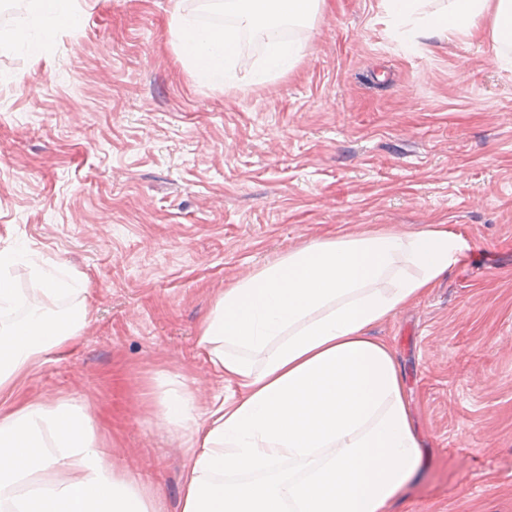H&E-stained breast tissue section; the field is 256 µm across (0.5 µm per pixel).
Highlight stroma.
Here are the masks:
<instances>
[{
  "instance_id": "obj_1",
  "label": "stroma",
  "mask_w": 512,
  "mask_h": 512,
  "mask_svg": "<svg viewBox=\"0 0 512 512\" xmlns=\"http://www.w3.org/2000/svg\"><path fill=\"white\" fill-rule=\"evenodd\" d=\"M38 54L0 46V252L82 290L80 341L44 355L25 398L87 405L108 458L181 512L190 451L161 403L232 385L198 346L225 288L337 232L444 224L471 245L371 333L395 348L423 447L392 512H512V48L325 0L255 81L265 44L200 82L173 0H80Z\"/></svg>"
}]
</instances>
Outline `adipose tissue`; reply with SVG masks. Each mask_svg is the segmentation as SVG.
I'll use <instances>...</instances> for the list:
<instances>
[{
	"label": "adipose tissue",
	"mask_w": 512,
	"mask_h": 512,
	"mask_svg": "<svg viewBox=\"0 0 512 512\" xmlns=\"http://www.w3.org/2000/svg\"><path fill=\"white\" fill-rule=\"evenodd\" d=\"M321 0H225L236 26L202 27L175 12L172 31L195 73L222 83L242 28L265 34L266 67L298 49L276 39L283 18L307 22ZM391 18L430 34L512 35V0H384ZM79 0H30L0 42L37 49ZM465 239L443 224L410 233H339L267 263L225 289L201 326L199 346L230 395L200 406L187 388L169 393V420L194 449L181 487L182 512H390L415 476L421 439L395 349L373 336L378 322L423 297ZM40 295L20 319L0 324V393L12 391L48 351L75 343L85 314L47 302L59 282L42 274ZM115 475L87 406L16 399L0 405V512H161Z\"/></svg>",
	"instance_id": "1"
}]
</instances>
